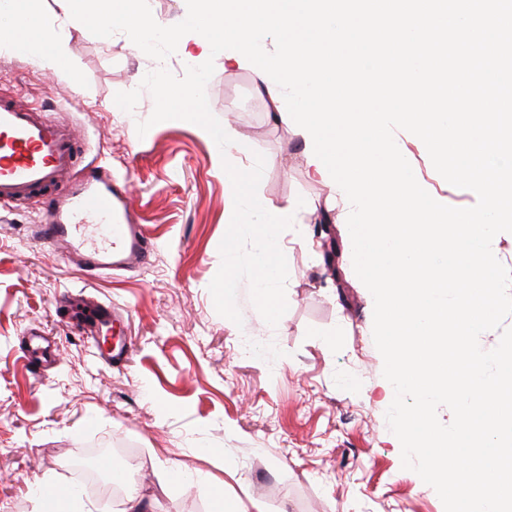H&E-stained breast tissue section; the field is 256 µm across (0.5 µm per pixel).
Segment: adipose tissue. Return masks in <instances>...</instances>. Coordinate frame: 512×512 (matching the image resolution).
Instances as JSON below:
<instances>
[{"mask_svg":"<svg viewBox=\"0 0 512 512\" xmlns=\"http://www.w3.org/2000/svg\"><path fill=\"white\" fill-rule=\"evenodd\" d=\"M23 0H0V24L9 31L13 48L34 55L41 67L55 72L64 64V51L55 30L32 33L28 17L22 12Z\"/></svg>","mask_w":512,"mask_h":512,"instance_id":"1","label":"adipose tissue"}]
</instances>
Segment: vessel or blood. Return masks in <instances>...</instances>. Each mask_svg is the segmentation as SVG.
<instances>
[{
    "mask_svg": "<svg viewBox=\"0 0 512 512\" xmlns=\"http://www.w3.org/2000/svg\"><path fill=\"white\" fill-rule=\"evenodd\" d=\"M77 137L48 114L18 99L0 98V204L57 189L70 180L72 189L53 204L52 221L39 235L51 245L62 244L78 257L89 275L148 264L153 246L144 225L134 223L124 181L111 173H86L76 166ZM89 336L110 332L123 318L117 308L90 303Z\"/></svg>",
    "mask_w": 512,
    "mask_h": 512,
    "instance_id": "b4317fda",
    "label": "vessel or blood"
}]
</instances>
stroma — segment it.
<instances>
[{
	"mask_svg": "<svg viewBox=\"0 0 512 512\" xmlns=\"http://www.w3.org/2000/svg\"><path fill=\"white\" fill-rule=\"evenodd\" d=\"M187 64L183 51L161 64L124 33L106 44L85 30L66 34L65 64L50 74L0 41V95L42 105L97 145L99 165L129 180L133 219L155 243L146 266L90 277L37 235L50 192L0 207V512H56L38 482L77 484L71 461L105 442L108 462L129 468L153 512H220L225 499L266 512H444L436 491L403 469L387 425L394 393L347 221L313 178L300 137L274 120L255 67L220 55L210 111L239 133V165L264 155V208L296 206L299 223L281 235L288 310L278 324L263 320L245 282L241 323L217 313L209 285L228 225L216 146L182 120L136 140L150 93L133 112L113 109L147 72L163 65L179 77ZM396 138L435 200L476 204L435 170L418 137ZM72 296L128 311L112 329L129 346L126 361L107 365L84 339L67 313ZM33 332L48 339L44 353L26 350Z\"/></svg>",
	"mask_w": 512,
	"mask_h": 512,
	"instance_id": "obj_1",
	"label": "stroma"
}]
</instances>
